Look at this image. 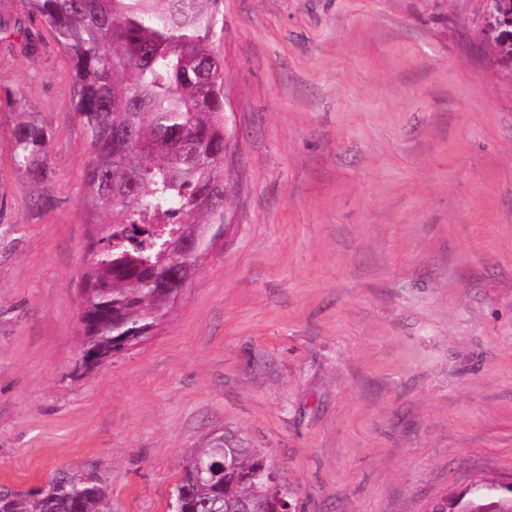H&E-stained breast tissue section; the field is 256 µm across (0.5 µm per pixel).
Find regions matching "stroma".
<instances>
[{
  "label": "stroma",
  "mask_w": 512,
  "mask_h": 512,
  "mask_svg": "<svg viewBox=\"0 0 512 512\" xmlns=\"http://www.w3.org/2000/svg\"><path fill=\"white\" fill-rule=\"evenodd\" d=\"M481 9L219 0L231 224L155 335L87 370L92 147L50 29L0 0V488L93 471L112 512H169L224 433L295 512L512 481V70ZM9 96L47 133L51 185L14 163Z\"/></svg>",
  "instance_id": "obj_1"
}]
</instances>
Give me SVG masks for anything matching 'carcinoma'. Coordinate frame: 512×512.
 <instances>
[{
    "instance_id": "obj_1",
    "label": "carcinoma",
    "mask_w": 512,
    "mask_h": 512,
    "mask_svg": "<svg viewBox=\"0 0 512 512\" xmlns=\"http://www.w3.org/2000/svg\"><path fill=\"white\" fill-rule=\"evenodd\" d=\"M71 65L74 109L91 142L84 173L92 233L79 318L102 345L147 340L174 308L159 291L169 244L224 223L233 198L224 169V58L211 45L218 0H21ZM10 151L49 186L48 139L20 120ZM267 461L220 435L185 458L172 512H283L288 487ZM0 512H112L103 480L59 472L34 495L0 489ZM439 512H512V495L484 488Z\"/></svg>"
}]
</instances>
